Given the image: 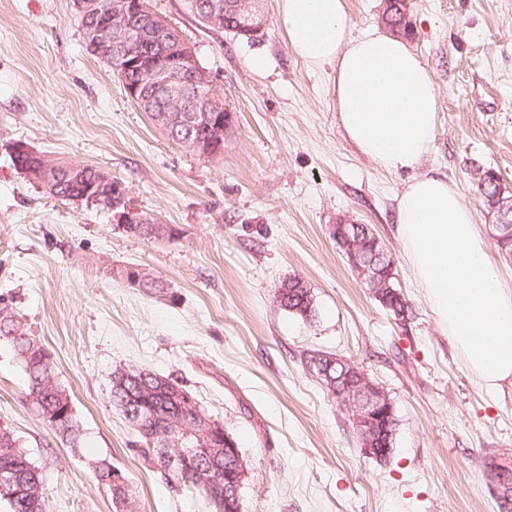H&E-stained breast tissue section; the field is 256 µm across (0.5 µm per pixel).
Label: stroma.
I'll return each mask as SVG.
<instances>
[{"mask_svg": "<svg viewBox=\"0 0 512 512\" xmlns=\"http://www.w3.org/2000/svg\"><path fill=\"white\" fill-rule=\"evenodd\" d=\"M410 3L408 45L439 102L419 172L458 190L512 288V258L478 191L488 169L512 182V0ZM152 5L234 111L220 157L174 145L150 122L86 51L73 0H0V307L40 337L84 425L79 447L55 435L0 340V426L41 470L46 512H115L96 477L102 460L129 477L140 512H210L132 450L111 398L118 366L178 378L232 433L250 461L241 512H499L486 462L512 456V385L481 386L423 297L395 231L411 173L379 170L345 139L333 72L291 50L279 0H265L268 25L252 40L204 27L188 0ZM17 141L110 173L170 235L139 238L95 206L49 196L13 167ZM341 220L384 242L406 325L348 267L331 235ZM127 266L162 287L128 284ZM293 275L311 289L315 321L274 301ZM315 351L351 360L389 394L398 427L387 460L362 451L307 369Z\"/></svg>", "mask_w": 512, "mask_h": 512, "instance_id": "1", "label": "stroma"}]
</instances>
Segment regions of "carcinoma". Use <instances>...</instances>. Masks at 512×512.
<instances>
[{
  "mask_svg": "<svg viewBox=\"0 0 512 512\" xmlns=\"http://www.w3.org/2000/svg\"><path fill=\"white\" fill-rule=\"evenodd\" d=\"M409 3L407 0H387V8L382 13V22L391 35L410 36ZM103 61L110 63L114 75L124 76L129 84L147 82L145 74L130 70L117 71L118 62L112 60L111 47L91 51ZM167 139L180 147H188L194 141L207 146L218 140H226L224 130L213 125L199 122L193 125L180 124L160 127ZM52 179L44 184L49 195L61 200H78L90 203L94 195L91 188L104 180L109 173L99 169L76 164H53ZM496 172L487 170L480 181L479 191L486 209L490 210L499 202V198L512 196L495 183ZM146 223L127 228V232L144 239L163 237L168 233L167 226L158 224L147 216ZM358 245L359 263L371 269L373 278L363 279L374 295L387 298L384 308L393 317L411 313V308L400 288L397 272L391 268L392 256L385 244L376 236L367 224L358 225L353 233ZM274 298L280 300V307L289 314L304 321L315 319L317 312L314 298L305 281L299 277L282 281L276 289ZM0 339L9 342L19 364L28 377V397L31 406L45 420L62 441L77 445L82 436V423L75 411L69 392L56 378L49 354L39 337L27 329L22 317L9 309L0 307ZM167 377L146 369L117 367L112 371V403L120 407L125 419L138 436L136 447L144 463L156 469L166 478L180 486L202 493L212 512H235L224 500V486L229 478L240 479L246 474L248 464H239L238 460L224 453V437L217 433L208 441V448L198 451L195 469L210 473L215 485L208 487L177 465H169L158 451L160 441L165 439L169 427L182 423L195 425L194 413L176 409L167 398L165 386ZM322 385L332 394L343 395L351 379L338 367L330 371V378L320 379ZM0 472L14 476L12 487H0V502L5 503L7 512H45L44 480L39 468L34 465L19 446V440L13 431L0 427Z\"/></svg>",
  "mask_w": 512,
  "mask_h": 512,
  "instance_id": "carcinoma-1",
  "label": "carcinoma"
}]
</instances>
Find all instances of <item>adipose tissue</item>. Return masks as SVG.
Returning <instances> with one entry per match:
<instances>
[{
  "mask_svg": "<svg viewBox=\"0 0 512 512\" xmlns=\"http://www.w3.org/2000/svg\"><path fill=\"white\" fill-rule=\"evenodd\" d=\"M293 52L335 67L342 131L375 166L410 172L396 233L441 332L489 390L512 384V289L489 259L474 215L446 178L418 175L437 126V95L406 41L369 29L352 35L345 0H280Z\"/></svg>",
  "mask_w": 512,
  "mask_h": 512,
  "instance_id": "adipose-tissue-1",
  "label": "adipose tissue"
}]
</instances>
